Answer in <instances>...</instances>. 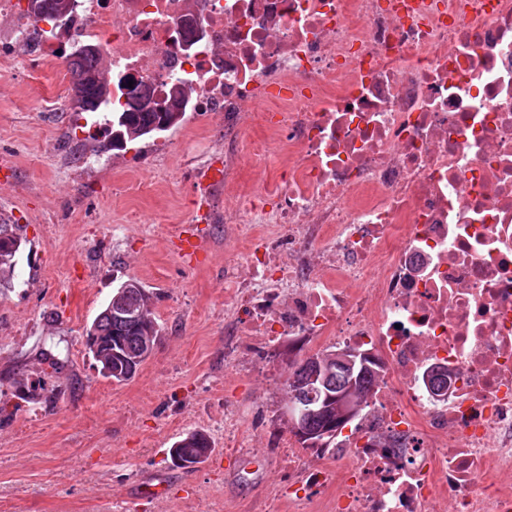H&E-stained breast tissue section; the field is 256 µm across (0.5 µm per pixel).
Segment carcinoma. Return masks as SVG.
Returning a JSON list of instances; mask_svg holds the SVG:
<instances>
[{
    "label": "carcinoma",
    "mask_w": 512,
    "mask_h": 512,
    "mask_svg": "<svg viewBox=\"0 0 512 512\" xmlns=\"http://www.w3.org/2000/svg\"><path fill=\"white\" fill-rule=\"evenodd\" d=\"M42 4L40 10H29L28 15L55 25L56 9L60 0H31ZM72 107L79 112L112 113V141L100 150L124 148L129 143L159 136L181 124L187 113V96H167L163 103L146 107L150 100L143 82L133 81L126 88L125 107L112 110V72L104 65L103 55L94 51L68 62ZM26 244L25 228L0 217V287L8 288L15 276L16 257ZM111 298L118 299L112 305L105 302L102 310L86 330V348L91 355L100 358V364L112 363V373L103 377L117 384L132 380L143 363L150 357L144 351L147 338L158 344L164 330L152 306V292L141 282L131 288L116 287ZM333 349L315 352L290 364L285 379L288 402L296 410L305 411L296 417L297 424L289 429L302 447L310 448V441L318 440L320 448L336 446V435L350 423L340 414L336 401L339 388L336 382L349 377L352 390L347 393L348 402L355 413H360L373 387L375 364L368 358L353 371L329 361ZM212 450L209 435L202 431L187 432L169 449L173 466L190 468L207 458Z\"/></svg>",
    "instance_id": "cac0c4a2"
}]
</instances>
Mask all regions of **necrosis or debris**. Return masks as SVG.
Instances as JSON below:
<instances>
[{
  "label": "necrosis or debris",
  "mask_w": 512,
  "mask_h": 512,
  "mask_svg": "<svg viewBox=\"0 0 512 512\" xmlns=\"http://www.w3.org/2000/svg\"><path fill=\"white\" fill-rule=\"evenodd\" d=\"M0 73L59 68L0 0ZM112 93L173 83L224 117V187L278 141L229 278L226 367L279 375L283 341L368 354L332 448L279 438L292 512H512V0H78Z\"/></svg>",
  "instance_id": "necrosis-or-debris-1"
}]
</instances>
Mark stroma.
<instances>
[{
    "label": "stroma",
    "instance_id": "obj_1",
    "mask_svg": "<svg viewBox=\"0 0 512 512\" xmlns=\"http://www.w3.org/2000/svg\"><path fill=\"white\" fill-rule=\"evenodd\" d=\"M37 86L7 79L0 92V216L27 227L13 287L0 292V512H288L269 496L276 460L244 457L214 433L225 405L272 406L273 427L287 407L273 379L224 365V271L235 239L223 224L197 225L209 242L204 262L177 255L176 226L188 224L197 198L187 158L224 152V133L205 140L184 123L162 140L99 152L107 113L70 111V90L57 70ZM61 91L63 111L34 106V93ZM173 156L154 181L157 144ZM283 168L269 146L249 157L232 197L216 191V214L264 190ZM136 279L156 296L164 337L136 378L115 385L95 369L85 329L113 289ZM63 362L60 373L44 351ZM44 387L49 402H19L18 386ZM210 433L215 456L188 469L167 455L180 435Z\"/></svg>",
    "mask_w": 512,
    "mask_h": 512
}]
</instances>
